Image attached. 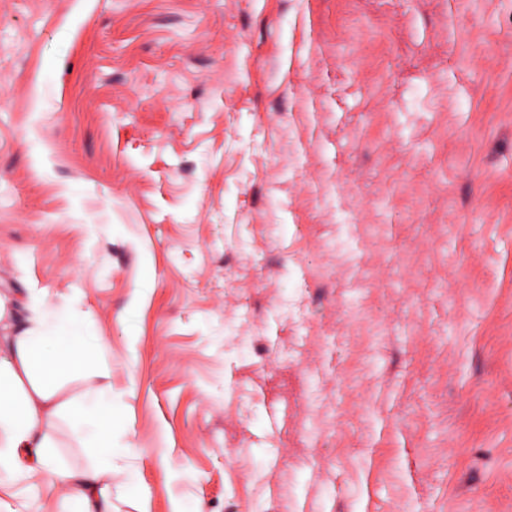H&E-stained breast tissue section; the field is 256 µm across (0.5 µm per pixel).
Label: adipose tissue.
Returning a JSON list of instances; mask_svg holds the SVG:
<instances>
[{
  "label": "adipose tissue",
  "mask_w": 512,
  "mask_h": 512,
  "mask_svg": "<svg viewBox=\"0 0 512 512\" xmlns=\"http://www.w3.org/2000/svg\"><path fill=\"white\" fill-rule=\"evenodd\" d=\"M15 305L12 291H0V474L15 480L38 475L49 486L65 485L79 512H114L112 390L96 388L76 400L59 393L71 377L101 376L90 358L103 340L75 315L50 307L40 293L29 292L25 317H15ZM57 419L92 451L89 465L69 468L56 462L49 427Z\"/></svg>",
  "instance_id": "obj_1"
}]
</instances>
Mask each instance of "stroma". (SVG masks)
<instances>
[{"label": "stroma", "mask_w": 512, "mask_h": 512, "mask_svg": "<svg viewBox=\"0 0 512 512\" xmlns=\"http://www.w3.org/2000/svg\"><path fill=\"white\" fill-rule=\"evenodd\" d=\"M3 288L117 512H512V0H0Z\"/></svg>", "instance_id": "stroma-1"}]
</instances>
